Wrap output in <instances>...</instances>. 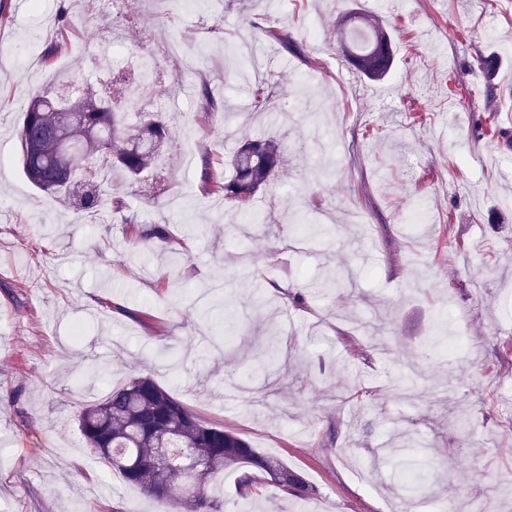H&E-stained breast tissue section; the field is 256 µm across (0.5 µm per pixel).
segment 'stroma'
Masks as SVG:
<instances>
[{
	"label": "stroma",
	"instance_id": "1",
	"mask_svg": "<svg viewBox=\"0 0 512 512\" xmlns=\"http://www.w3.org/2000/svg\"><path fill=\"white\" fill-rule=\"evenodd\" d=\"M349 14L389 33L384 80L349 69L336 39ZM270 22L287 40L257 41L255 76L237 33ZM139 41L201 61L184 73L171 58L145 91L175 167L122 187L139 221L167 231L150 252L34 188L16 138L36 93L67 96L76 78L116 96L112 74L133 68ZM204 87L222 112H203ZM259 87L285 108L277 127L250 109ZM267 136L287 161L248 210L205 193L239 141ZM324 224L331 235L296 243ZM335 273L342 290L318 293ZM302 285V304L280 302L278 287ZM372 318L386 335H366ZM394 376L417 395L390 397ZM138 377L310 487L302 500L259 473L243 494L228 470L223 512H392L399 462L383 450L400 428L422 446L426 499L512 512V0H224L219 19L178 0L167 20L148 0L122 14L0 0V512H161L76 421Z\"/></svg>",
	"mask_w": 512,
	"mask_h": 512
}]
</instances>
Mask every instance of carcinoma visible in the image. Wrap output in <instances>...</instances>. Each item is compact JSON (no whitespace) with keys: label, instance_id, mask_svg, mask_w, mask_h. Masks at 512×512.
I'll return each instance as SVG.
<instances>
[{"label":"carcinoma","instance_id":"carcinoma-1","mask_svg":"<svg viewBox=\"0 0 512 512\" xmlns=\"http://www.w3.org/2000/svg\"><path fill=\"white\" fill-rule=\"evenodd\" d=\"M384 32L371 25L354 27L346 33L345 53L355 70L370 79H381L392 67L393 53L381 54L378 43ZM138 81L117 74L115 82L123 92V104L93 95L85 82L71 86L70 96L80 97L87 112L81 123L63 133L53 129L54 108L61 102L48 93L31 99L20 127L19 143L33 141L40 152L32 159L21 156L27 179L38 190L75 204L76 210L109 218L120 224H136L137 216L128 212L120 195L118 178L135 179L148 171L158 151L151 137L167 139L169 131L155 115L136 127L127 125L125 114L140 108L139 89L149 81L158 61L148 52L138 54ZM79 161L96 153L101 160L95 167L103 171L84 186L55 190L50 182L55 164L65 154ZM283 150L273 138L243 143L230 157L232 176L218 182L212 191L224 194V200L240 206L250 204L256 193L267 185L282 159ZM81 436L89 447L104 458L124 479L163 505L170 503L186 512H221L215 496L216 478L227 469L257 467L270 475L275 485L294 490L304 499L309 486L288 466L261 455L230 430L204 423L168 390L148 377L136 378L111 391L104 399L82 407L78 417ZM171 454V466L163 472L164 491L144 485V477L161 454ZM218 460L200 493L191 489L197 470Z\"/></svg>","mask_w":512,"mask_h":512}]
</instances>
